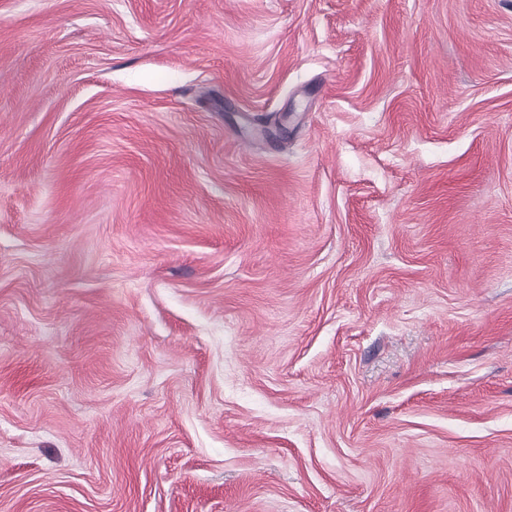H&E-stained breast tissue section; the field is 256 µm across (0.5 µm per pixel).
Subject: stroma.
I'll return each mask as SVG.
<instances>
[{"mask_svg": "<svg viewBox=\"0 0 512 512\" xmlns=\"http://www.w3.org/2000/svg\"><path fill=\"white\" fill-rule=\"evenodd\" d=\"M0 512H512V0H0Z\"/></svg>", "mask_w": 512, "mask_h": 512, "instance_id": "obj_1", "label": "stroma"}]
</instances>
